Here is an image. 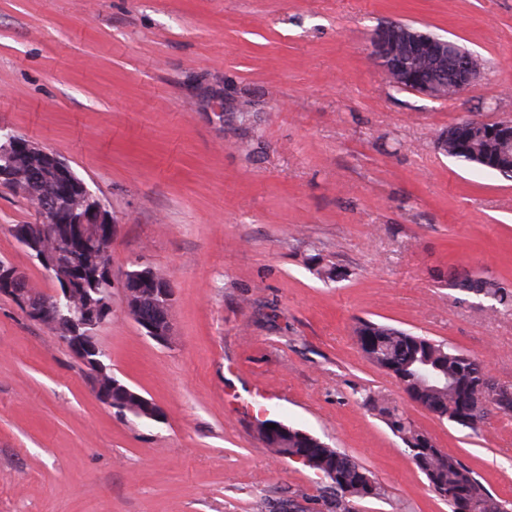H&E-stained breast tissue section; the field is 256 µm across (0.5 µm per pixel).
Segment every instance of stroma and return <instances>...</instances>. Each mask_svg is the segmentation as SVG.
I'll use <instances>...</instances> for the list:
<instances>
[{
	"mask_svg": "<svg viewBox=\"0 0 512 512\" xmlns=\"http://www.w3.org/2000/svg\"><path fill=\"white\" fill-rule=\"evenodd\" d=\"M390 21L483 66L433 100L393 89L369 42ZM512 120V0H0V127L59 156L118 226L114 276L175 285L174 339L112 294L97 333L141 422L98 402L51 330L0 295V512H326L314 471L252 433L266 416L353 456L386 490L360 512H448L359 392H379L512 500V414L439 420L358 348V319L441 340L512 389V311L438 283L512 291V181L436 147L464 118ZM0 184V260L56 289L10 233L36 223ZM342 276L317 277L312 259ZM453 280L454 281L448 280V287L462 292L471 293V288L467 287L464 283L478 286V288H484V291L475 292V294L483 296V298L491 302L488 307L492 313L512 310V291H508L497 283L496 285L490 283L487 288V283L492 281L489 278L475 276L467 269H458L453 275Z\"/></svg>",
	"mask_w": 512,
	"mask_h": 512,
	"instance_id": "35a3bbf8",
	"label": "stroma"
}]
</instances>
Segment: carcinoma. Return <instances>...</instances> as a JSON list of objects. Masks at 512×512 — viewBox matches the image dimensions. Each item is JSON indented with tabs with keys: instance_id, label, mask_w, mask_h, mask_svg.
<instances>
[{
	"instance_id": "carcinoma-1",
	"label": "carcinoma",
	"mask_w": 512,
	"mask_h": 512,
	"mask_svg": "<svg viewBox=\"0 0 512 512\" xmlns=\"http://www.w3.org/2000/svg\"><path fill=\"white\" fill-rule=\"evenodd\" d=\"M19 140L18 135L10 139L0 137V167L12 168L19 181L26 180L29 172L42 173L40 180L27 187L26 199L32 203L34 211L42 208L58 222L73 221L93 212L100 213L105 219L110 217L108 210L100 209V198L86 190L84 180L71 167H57L56 155L46 150L21 153ZM44 249L60 260L52 267H45L56 282L74 271L84 270L86 275L80 287L96 298L108 299L112 286L105 274L84 255L73 252L65 240H48ZM483 298L490 301L489 309L493 313L512 310V291L497 284H489L484 289ZM354 333L386 337V351L374 356L367 354L365 358L392 375L403 390L426 401L432 414L473 432L480 430L487 410H479L470 424L459 421L454 413L451 387V382L459 376L466 379L479 376L483 364L478 358L444 341L370 320L359 321ZM360 399L362 405L377 411L388 428L403 441L409 455L416 459L417 469L426 477L429 488L448 504L450 512H456L455 507L461 501L470 504L477 512H488L493 495L469 466L443 451L431 453L423 446L427 433L416 428L397 407L380 403L375 392L365 389L360 393ZM309 468L321 480L322 503L327 512H356L361 501L359 485L364 476H372L370 470L330 447L322 449Z\"/></svg>"
}]
</instances>
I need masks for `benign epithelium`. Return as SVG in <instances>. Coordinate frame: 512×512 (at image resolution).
Wrapping results in <instances>:
<instances>
[{
  "label": "benign epithelium",
  "mask_w": 512,
  "mask_h": 512,
  "mask_svg": "<svg viewBox=\"0 0 512 512\" xmlns=\"http://www.w3.org/2000/svg\"><path fill=\"white\" fill-rule=\"evenodd\" d=\"M371 56L380 72L389 82L401 90L412 91L431 99H446L473 87L481 76V68L462 66L456 62L460 48L452 41L435 34L422 32L408 24L391 22L374 30L370 42ZM488 134L502 154L512 153V120L487 121L479 118L464 119L449 127L448 137L455 145L456 153L469 156L473 137L477 131ZM77 252L93 251L102 258L110 257L117 235V225L104 224L98 218L86 217L66 231ZM111 277L112 287L121 291L126 309L134 322L154 341L166 344L173 336L172 304L174 285L170 278L155 277L146 269L140 277L128 281L126 275ZM453 280L487 287L490 279L476 276L467 269H458ZM0 289L13 294L18 307L26 316L49 329L57 330L56 310L61 297L69 296L71 289L60 288L56 292L34 294L29 281L16 266L0 263ZM108 367L101 363L86 364V374L96 398L108 405L112 402L102 381ZM458 419L468 421L477 411L474 388L456 386ZM287 426L278 423L274 428H263L254 422L253 434L266 441L288 436Z\"/></svg>",
  "instance_id": "obj_1"
}]
</instances>
